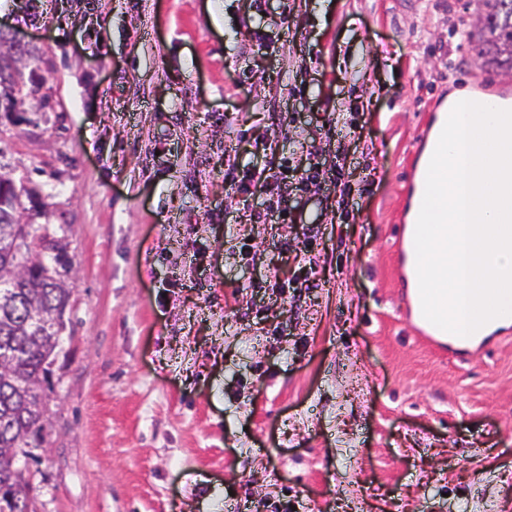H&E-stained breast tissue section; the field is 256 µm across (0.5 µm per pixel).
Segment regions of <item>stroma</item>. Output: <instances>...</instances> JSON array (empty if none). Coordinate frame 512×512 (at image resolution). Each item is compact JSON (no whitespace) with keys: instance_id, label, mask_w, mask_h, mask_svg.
I'll use <instances>...</instances> for the list:
<instances>
[{"instance_id":"stroma-1","label":"stroma","mask_w":512,"mask_h":512,"mask_svg":"<svg viewBox=\"0 0 512 512\" xmlns=\"http://www.w3.org/2000/svg\"><path fill=\"white\" fill-rule=\"evenodd\" d=\"M7 5L52 106H0V174L74 267L34 512H512V327L460 360L401 303L424 134L512 97L465 0Z\"/></svg>"}]
</instances>
